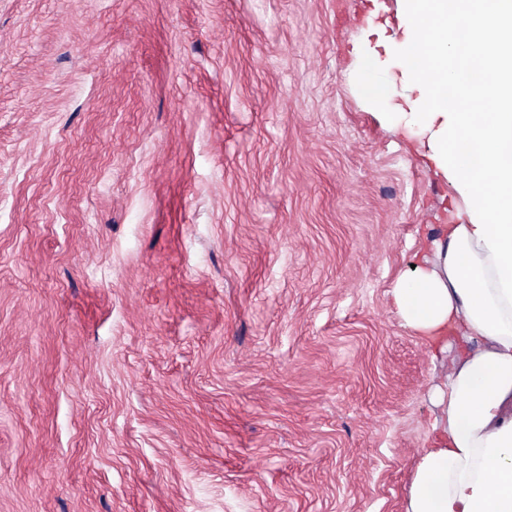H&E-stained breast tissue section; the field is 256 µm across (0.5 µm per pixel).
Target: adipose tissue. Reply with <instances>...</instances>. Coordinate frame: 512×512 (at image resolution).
<instances>
[{"label": "adipose tissue", "mask_w": 512, "mask_h": 512, "mask_svg": "<svg viewBox=\"0 0 512 512\" xmlns=\"http://www.w3.org/2000/svg\"><path fill=\"white\" fill-rule=\"evenodd\" d=\"M409 129L465 202V220L429 243L391 290L404 324L457 352L427 388L436 412L408 512H512V0H399ZM483 45L486 73L468 74Z\"/></svg>", "instance_id": "ef3b65f1"}]
</instances>
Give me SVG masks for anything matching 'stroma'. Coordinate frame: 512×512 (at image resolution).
I'll list each match as a JSON object with an SVG mask.
<instances>
[{
    "instance_id": "obj_1",
    "label": "stroma",
    "mask_w": 512,
    "mask_h": 512,
    "mask_svg": "<svg viewBox=\"0 0 512 512\" xmlns=\"http://www.w3.org/2000/svg\"><path fill=\"white\" fill-rule=\"evenodd\" d=\"M397 0H0V512H408L464 204L369 78Z\"/></svg>"
}]
</instances>
